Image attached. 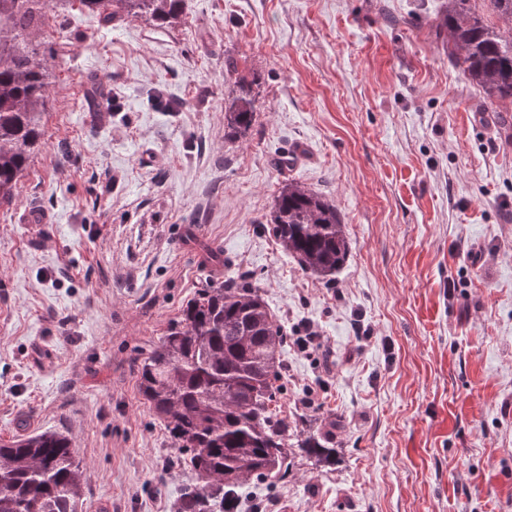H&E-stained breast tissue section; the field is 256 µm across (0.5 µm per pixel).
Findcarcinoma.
I'll return each mask as SVG.
<instances>
[{
  "label": "carcinoma",
  "mask_w": 512,
  "mask_h": 512,
  "mask_svg": "<svg viewBox=\"0 0 512 512\" xmlns=\"http://www.w3.org/2000/svg\"><path fill=\"white\" fill-rule=\"evenodd\" d=\"M472 0H444L440 26L448 57L462 67L490 105L512 108V0H485L502 25L491 27ZM112 23L144 18L167 27L185 0H0V204L9 203L44 132L49 95L41 39L52 13L74 4ZM249 85L232 91L224 126L241 134L254 121ZM282 251L299 267L329 282L350 244L333 201L304 184L284 183L269 220ZM284 333L251 281L202 288L182 307L167 334L142 360L139 391L196 475L182 489L175 512H236L250 480L288 472L296 457L336 465V449L309 433L288 446V422L272 404L282 389ZM83 469L72 439L43 432L0 442V512H78Z\"/></svg>",
  "instance_id": "cac0c4a2"
}]
</instances>
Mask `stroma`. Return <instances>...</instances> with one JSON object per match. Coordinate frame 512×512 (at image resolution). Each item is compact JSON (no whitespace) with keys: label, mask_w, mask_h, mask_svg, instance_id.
<instances>
[{"label":"stroma","mask_w":512,"mask_h":512,"mask_svg":"<svg viewBox=\"0 0 512 512\" xmlns=\"http://www.w3.org/2000/svg\"><path fill=\"white\" fill-rule=\"evenodd\" d=\"M442 2L186 0L166 28L78 8L50 21L44 40L65 48L44 143L0 205V439L70 437L82 512H174L193 476L139 368L228 275L250 276L287 332L279 417L341 421L336 466L296 458L246 483L239 512H512V111L449 60ZM95 76L116 111L89 96ZM237 81L255 82L257 116L235 140ZM288 180L341 214L333 282L268 231ZM29 206L48 223H23Z\"/></svg>","instance_id":"obj_1"}]
</instances>
